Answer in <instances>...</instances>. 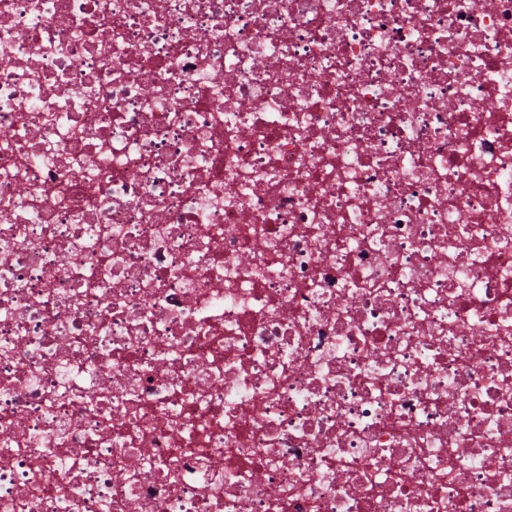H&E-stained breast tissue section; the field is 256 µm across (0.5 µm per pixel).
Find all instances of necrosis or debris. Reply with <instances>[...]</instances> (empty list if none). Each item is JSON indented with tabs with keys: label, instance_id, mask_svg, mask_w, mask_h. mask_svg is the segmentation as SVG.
<instances>
[{
	"label": "necrosis or debris",
	"instance_id": "necrosis-or-debris-1",
	"mask_svg": "<svg viewBox=\"0 0 512 512\" xmlns=\"http://www.w3.org/2000/svg\"><path fill=\"white\" fill-rule=\"evenodd\" d=\"M0 512H512V0H0Z\"/></svg>",
	"mask_w": 512,
	"mask_h": 512
}]
</instances>
